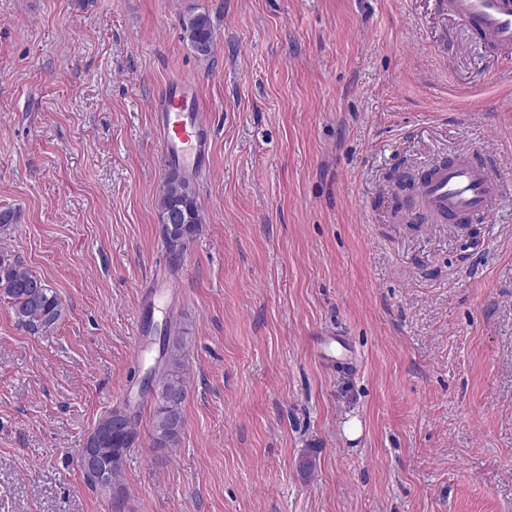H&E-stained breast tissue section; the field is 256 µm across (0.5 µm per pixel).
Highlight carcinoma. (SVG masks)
Here are the masks:
<instances>
[{
    "mask_svg": "<svg viewBox=\"0 0 512 512\" xmlns=\"http://www.w3.org/2000/svg\"><path fill=\"white\" fill-rule=\"evenodd\" d=\"M182 26L198 55L207 57L214 52L215 36L208 14H194L182 21ZM157 217L169 253L176 258L202 223L200 207L185 178L175 173L169 176L157 200ZM0 290L8 300L16 327L22 331L47 333L66 316L65 304L48 282L2 250ZM188 346L186 332L166 324V335L162 338L163 367L152 377L153 443L159 450L178 447L185 427L183 407L188 390L183 360ZM133 420L129 406L114 407L98 419L85 441L87 447L100 449L104 479L119 489L112 495L117 503L124 498L121 476L137 440Z\"/></svg>",
    "mask_w": 512,
    "mask_h": 512,
    "instance_id": "obj_1",
    "label": "carcinoma"
}]
</instances>
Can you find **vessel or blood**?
I'll list each match as a JSON object with an SVG mask.
<instances>
[{
	"instance_id": "vessel-or-blood-1",
	"label": "vessel or blood",
	"mask_w": 512,
	"mask_h": 512,
	"mask_svg": "<svg viewBox=\"0 0 512 512\" xmlns=\"http://www.w3.org/2000/svg\"><path fill=\"white\" fill-rule=\"evenodd\" d=\"M449 13L500 50H512V0H447ZM154 131L165 164L195 174L205 168L208 117L195 84L178 80L153 107ZM501 192L492 166L475 154L435 160L416 188L412 211L449 221L484 219Z\"/></svg>"
}]
</instances>
